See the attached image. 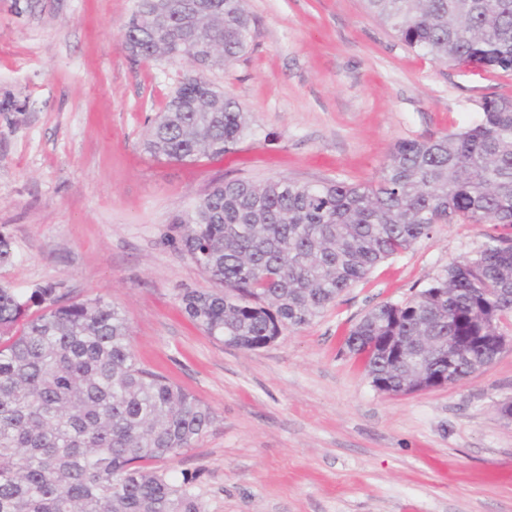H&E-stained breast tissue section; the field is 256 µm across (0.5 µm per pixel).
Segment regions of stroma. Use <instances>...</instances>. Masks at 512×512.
<instances>
[{
  "instance_id": "obj_1",
  "label": "stroma",
  "mask_w": 512,
  "mask_h": 512,
  "mask_svg": "<svg viewBox=\"0 0 512 512\" xmlns=\"http://www.w3.org/2000/svg\"><path fill=\"white\" fill-rule=\"evenodd\" d=\"M245 54L209 78L250 114L220 160L148 153L147 121L196 75L185 60L126 50L136 0H0V285L52 284L119 307L141 363L195 394L217 420L153 467L201 512H512V326L456 384L376 391L343 338L370 308L424 288L473 256L489 224H439L379 264L309 325L240 350L183 314L208 277L176 241V216L213 182L377 180L402 140L476 123L512 75L423 57L363 0H245Z\"/></svg>"
}]
</instances>
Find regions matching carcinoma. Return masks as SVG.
<instances>
[{
    "label": "carcinoma",
    "instance_id": "cac0c4a2",
    "mask_svg": "<svg viewBox=\"0 0 512 512\" xmlns=\"http://www.w3.org/2000/svg\"><path fill=\"white\" fill-rule=\"evenodd\" d=\"M158 27L138 0L124 26L137 58H186L189 77L152 119L156 157L221 158L249 128L233 96L204 72L233 65L247 47L244 0H189ZM407 47L453 66L512 72V0H364ZM480 120L458 132L397 142L374 183L288 178L216 181L178 216L180 242L213 288L181 301L209 336L264 348L309 324L386 259L437 224H491L475 256L448 265L409 299L368 310L345 338L383 394L440 385L492 363L494 336L512 319V97H486ZM468 345L453 369L416 341ZM211 408L138 361L119 308L71 302L52 285L0 286V512H200L186 483L147 463L195 446Z\"/></svg>",
    "mask_w": 512,
    "mask_h": 512
}]
</instances>
